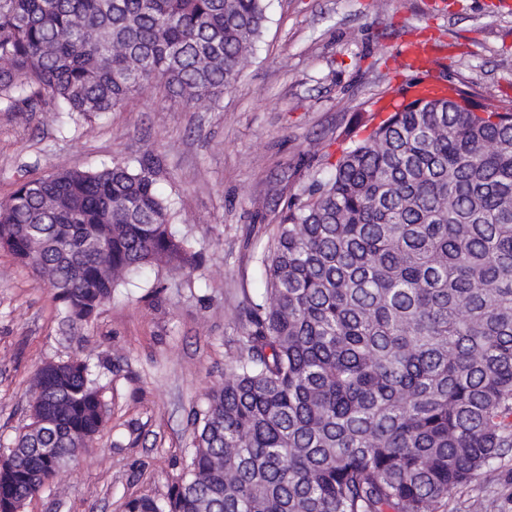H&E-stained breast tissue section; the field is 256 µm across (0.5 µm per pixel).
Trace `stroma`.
Wrapping results in <instances>:
<instances>
[{
    "label": "stroma",
    "instance_id": "obj_1",
    "mask_svg": "<svg viewBox=\"0 0 512 512\" xmlns=\"http://www.w3.org/2000/svg\"><path fill=\"white\" fill-rule=\"evenodd\" d=\"M266 22L236 86L192 108L142 87L92 133L51 104L0 105V201L24 180L140 159L153 148L172 227L203 253L182 274L144 268L89 321L69 320L46 278L0 248V445L28 415L43 362L86 361L107 421L71 470L24 512H124L160 498L190 464L195 427L237 354L238 318L266 288L260 262L278 215L416 74L397 56L410 40L439 52L429 73L478 98L512 100V0H265ZM438 512H512V462L456 489Z\"/></svg>",
    "mask_w": 512,
    "mask_h": 512
}]
</instances>
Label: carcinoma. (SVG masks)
Instances as JSON below:
<instances>
[{"label":"carcinoma","instance_id":"1","mask_svg":"<svg viewBox=\"0 0 512 512\" xmlns=\"http://www.w3.org/2000/svg\"><path fill=\"white\" fill-rule=\"evenodd\" d=\"M265 21V0H0V103L90 119L156 84L210 106ZM488 107L406 103L288 202L187 472L126 512H437L512 456V101ZM159 175L149 151L24 180L0 247L86 321L143 266H198ZM29 419L0 457V512L104 426L89 365L40 366Z\"/></svg>","mask_w":512,"mask_h":512}]
</instances>
